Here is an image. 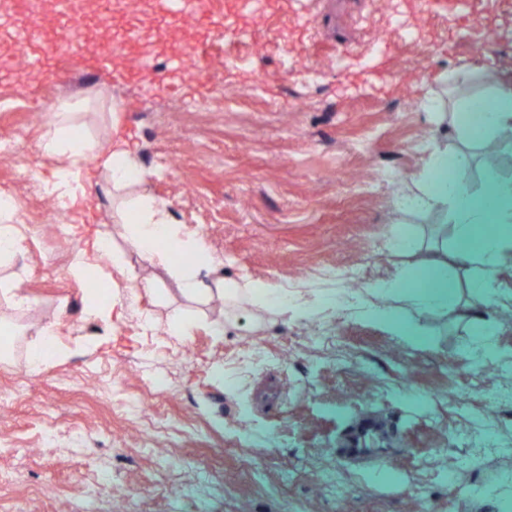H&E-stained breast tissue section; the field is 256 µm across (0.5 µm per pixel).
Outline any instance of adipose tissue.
Returning a JSON list of instances; mask_svg holds the SVG:
<instances>
[{
  "label": "adipose tissue",
  "mask_w": 512,
  "mask_h": 512,
  "mask_svg": "<svg viewBox=\"0 0 512 512\" xmlns=\"http://www.w3.org/2000/svg\"><path fill=\"white\" fill-rule=\"evenodd\" d=\"M481 119L484 135L512 130V88L496 89L490 98L483 100ZM40 149L60 163L56 181L47 187L52 194L70 192L82 165L88 159L97 160L110 175L115 211L126 239L143 259L163 268L183 297L198 302L215 296L233 301L245 298L282 312L301 311L295 294L284 288L260 290L250 281L225 288L223 278L218 275L219 263L207 252L198 235L174 223L164 202L147 194H131V186L144 180L134 146L118 142L107 147L90 142L78 134L67 113L57 112L41 137ZM444 203L453 211L460 256L468 258L476 254L484 264H493L505 244L504 230L512 228V184L496 186L481 205L451 176L434 184L421 183L418 192L406 198L405 207L410 211H426ZM489 207L496 209L497 223H484V212ZM64 354L58 341L57 323L47 322L40 328L37 341L28 348L27 368L31 373H39Z\"/></svg>",
  "instance_id": "adipose-tissue-1"
}]
</instances>
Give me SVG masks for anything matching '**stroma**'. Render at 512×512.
<instances>
[{
    "mask_svg": "<svg viewBox=\"0 0 512 512\" xmlns=\"http://www.w3.org/2000/svg\"><path fill=\"white\" fill-rule=\"evenodd\" d=\"M114 2L143 37L108 67L76 58L49 82L23 51L0 69V142L16 145L0 155V194L25 245L0 280L33 299L19 312L0 294V318L22 330L0 335V512H512V245L486 268L458 258L449 207H401L432 144L468 155L455 177L475 200L512 182L501 138L483 151L439 115L512 87V0H469L460 15L425 0H254L237 20L250 38L212 50L215 95L178 64L196 20L161 42L165 0ZM66 107L88 139L137 146L143 192L197 232L225 280L300 290L310 314L185 299L114 223L93 161L75 198L46 194L58 162L39 142ZM404 235L414 251L397 250ZM101 237L128 268L108 326L67 274ZM397 275L444 279L453 300L419 308L377 291ZM483 276L492 294L478 303ZM175 310L195 320L181 338L164 329ZM50 320L68 354L30 373ZM362 415L387 430L388 466L337 455Z\"/></svg>",
    "mask_w": 512,
    "mask_h": 512,
    "instance_id": "obj_1",
    "label": "stroma"
}]
</instances>
